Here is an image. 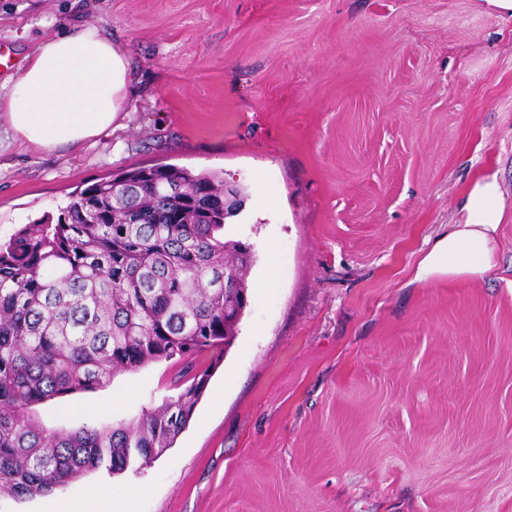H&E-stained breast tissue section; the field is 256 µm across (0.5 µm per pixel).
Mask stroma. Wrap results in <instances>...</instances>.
<instances>
[{
    "label": "stroma",
    "instance_id": "obj_1",
    "mask_svg": "<svg viewBox=\"0 0 512 512\" xmlns=\"http://www.w3.org/2000/svg\"><path fill=\"white\" fill-rule=\"evenodd\" d=\"M97 26L132 76L124 126L0 147V243L71 195L157 165L242 188L247 304L172 448L0 512H512V217L484 279L415 281L482 169L512 195V18L483 0H0L17 74L38 22ZM271 287H264L266 278ZM180 361L35 408L128 422ZM143 491L141 487H131L119 495H114L112 488H105L98 504L88 508L87 512H137L135 503Z\"/></svg>",
    "mask_w": 512,
    "mask_h": 512
}]
</instances>
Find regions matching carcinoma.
Segmentation results:
<instances>
[{
  "label": "carcinoma",
  "instance_id": "cac0c4a2",
  "mask_svg": "<svg viewBox=\"0 0 512 512\" xmlns=\"http://www.w3.org/2000/svg\"><path fill=\"white\" fill-rule=\"evenodd\" d=\"M237 211L216 173L141 167L0 246V493L48 496L173 446L208 384L193 356L226 346L246 306L250 247L224 239ZM174 358L176 394L129 423L65 431L32 412Z\"/></svg>",
  "mask_w": 512,
  "mask_h": 512
}]
</instances>
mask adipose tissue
I'll return each instance as SVG.
<instances>
[{
	"instance_id": "ef3b65f1",
	"label": "adipose tissue",
	"mask_w": 512,
	"mask_h": 512,
	"mask_svg": "<svg viewBox=\"0 0 512 512\" xmlns=\"http://www.w3.org/2000/svg\"><path fill=\"white\" fill-rule=\"evenodd\" d=\"M41 27L42 37L17 76L0 82V115L14 137L43 149L78 146L110 130L127 110L129 62L97 27L65 33L49 21ZM458 208L460 222L436 239L416 280L474 281L494 268V241L512 211L497 172L473 177Z\"/></svg>"
}]
</instances>
